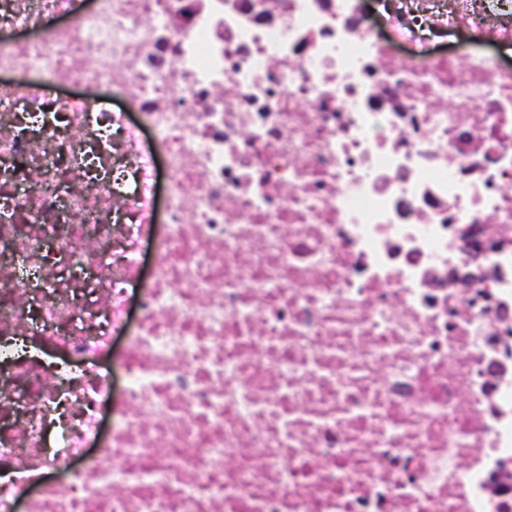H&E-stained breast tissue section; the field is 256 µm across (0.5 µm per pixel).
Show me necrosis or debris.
I'll use <instances>...</instances> for the list:
<instances>
[{"mask_svg": "<svg viewBox=\"0 0 512 512\" xmlns=\"http://www.w3.org/2000/svg\"><path fill=\"white\" fill-rule=\"evenodd\" d=\"M511 45L0 0V512H512Z\"/></svg>", "mask_w": 512, "mask_h": 512, "instance_id": "1", "label": "necrosis or debris"}]
</instances>
